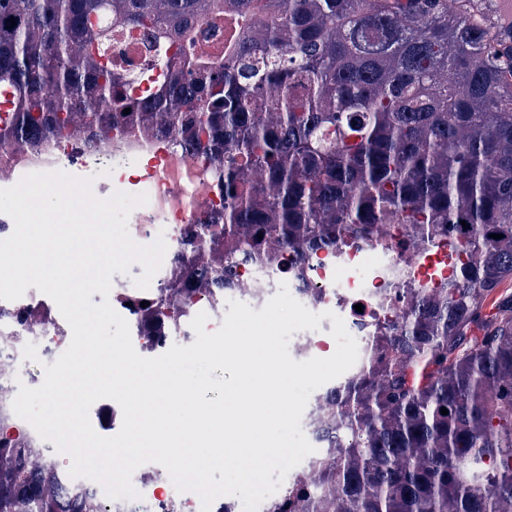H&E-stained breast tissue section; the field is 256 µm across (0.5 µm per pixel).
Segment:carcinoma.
Returning <instances> with one entry per match:
<instances>
[{
  "instance_id": "cac0c4a2",
  "label": "carcinoma",
  "mask_w": 512,
  "mask_h": 512,
  "mask_svg": "<svg viewBox=\"0 0 512 512\" xmlns=\"http://www.w3.org/2000/svg\"><path fill=\"white\" fill-rule=\"evenodd\" d=\"M495 5L0 0V148L108 146L134 124L210 161L224 238L190 232L146 325L219 271L348 233L396 231L410 262L455 250L448 279L406 289L403 325L316 408L329 453L272 512H512V31ZM213 20L241 25L227 55L197 51L194 25ZM115 42L144 64L120 66ZM9 428L0 512H104Z\"/></svg>"
}]
</instances>
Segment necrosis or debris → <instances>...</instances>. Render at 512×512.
I'll return each mask as SVG.
<instances>
[{"label": "necrosis or debris", "mask_w": 512, "mask_h": 512, "mask_svg": "<svg viewBox=\"0 0 512 512\" xmlns=\"http://www.w3.org/2000/svg\"><path fill=\"white\" fill-rule=\"evenodd\" d=\"M106 150L118 157L119 163L106 168L103 179L92 184L93 194L101 199L118 191L147 195V203L127 225L130 237L138 244L153 243L157 225L166 227V253L149 288L141 290L134 285V277L143 273L142 267L135 264L129 273L113 280L109 293L111 306L131 328L136 352L142 356L161 353L168 350L173 339L186 337L185 319L177 317L152 331L140 319V304L156 303L174 271L184 266L189 256L186 244L189 230L210 223L222 207V194L208 176L209 161L205 155L173 152L164 132L145 137L128 127L113 137ZM106 150L88 140L74 142L66 138L35 149L0 148V170L21 178L31 173H83L99 166ZM436 270L429 248H421L418 259L410 263L393 244L368 245L347 237L333 249L289 257L284 267L263 264L235 267L231 287L216 283L200 290L194 295L189 311L206 313L207 325L214 329L222 325L228 301H239L253 310H261L284 282L295 300L322 317L319 330L294 333L290 340L291 357L305 361L334 351L331 318L336 315L343 319L357 342L356 365L361 368L374 354L373 332L383 325H399L405 316L406 288L424 283ZM30 314L41 317L40 328L34 330L28 326L26 317ZM34 332L48 339L41 357L55 359L60 355L58 343L71 335L72 330L68 321L61 318L56 303L35 288H28L21 298L13 301L0 299V335L12 340L10 348L0 349V415L11 419L17 431L42 448L53 461L58 456L54 444L42 440L13 410L20 385L30 384L32 379L31 371L23 367L24 338ZM334 392V387L325 384L308 399L301 428L314 451L288 471L279 493H286L298 480L311 477L314 464L324 458V444L315 433L314 411ZM78 483L92 492L105 512H201L199 496L191 491H178L167 470L158 464L142 465L133 472L132 485L137 492L133 499H110L99 483L87 478H79Z\"/></svg>", "instance_id": "obj_1"}]
</instances>
